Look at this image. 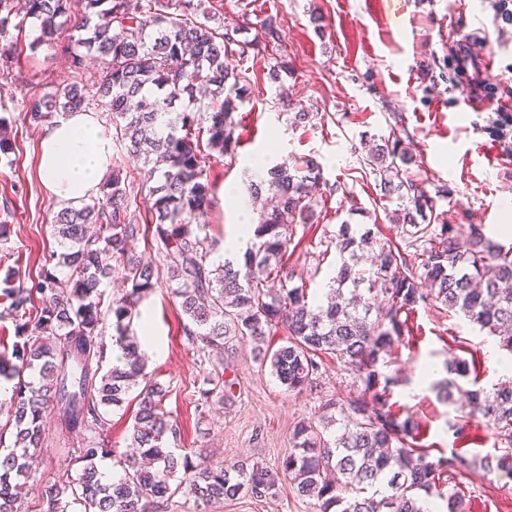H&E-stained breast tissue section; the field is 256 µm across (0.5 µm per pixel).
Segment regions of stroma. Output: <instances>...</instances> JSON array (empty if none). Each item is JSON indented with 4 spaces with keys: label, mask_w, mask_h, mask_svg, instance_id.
Instances as JSON below:
<instances>
[{
    "label": "stroma",
    "mask_w": 512,
    "mask_h": 512,
    "mask_svg": "<svg viewBox=\"0 0 512 512\" xmlns=\"http://www.w3.org/2000/svg\"><path fill=\"white\" fill-rule=\"evenodd\" d=\"M401 22H394L379 0H203L210 26L241 29L253 37L261 21H277L284 35L281 52L291 67L281 82H273L270 59L240 60L229 55L232 67H246L251 94L235 114L239 145L234 157L214 163L210 180L215 190L239 186L255 160L264 166L303 156L315 157L327 183L341 188L326 198L313 224L293 229L297 246L288 258L295 282L323 300L336 273L337 257L330 238L342 223L372 229L378 241H400L391 213L396 202L383 198L374 175L362 169L365 146L372 139L400 134L413 158L410 175L428 187L448 185L441 203L450 223L482 224L490 237L512 222V131L497 135L495 108L512 107V27H499L491 0H398ZM322 27H314V15ZM469 38L474 50L495 55V77L485 87L487 110L460 108V74L448 51L449 40ZM97 65L75 70L60 43L45 44L17 59H0V115L11 119L15 151L0 159V222L10 225L7 244H0V278L18 268L20 278L36 275L54 247L53 221L61 202L44 189L39 173L42 127L26 120L51 87L80 81L97 73ZM287 86L293 104L317 113L314 125L289 126L278 99ZM492 155H484V147ZM246 191L219 200L210 227L212 236L230 237L240 222H255ZM153 320L159 352L146 353V367L168 395L164 408L179 429L175 448L203 450L208 463L260 462L277 470L294 424L314 416L324 400L350 399L360 389L333 359H326L320 386L302 393L289 391L269 366L261 365L250 339L234 337L223 353L201 362L196 346L181 332V311L166 289L146 302ZM408 333L388 356L389 371L406 377L390 401L394 412L420 424V442L433 456L458 449L478 455L493 453V440L480 419L460 422L456 406L441 401L425 379L427 367L444 378L445 365L462 358L471 373L463 385L488 388L503 378L489 352L494 337L464 317L431 307H418L406 319ZM233 381L230 393L213 394L199 407V388L207 370ZM137 409L128 399L124 409L110 414L111 427L95 458L99 471L118 479L117 464L129 443V427ZM462 432H455V424ZM45 438L34 455L22 497L27 512H43L39 487L61 477L69 449L79 447L81 434H66L54 412L44 419ZM458 490L469 512H512V485L497 475L477 470L460 479ZM209 512H315L312 500L301 498L284 478L263 500L242 498L212 505Z\"/></svg>",
    "instance_id": "1"
}]
</instances>
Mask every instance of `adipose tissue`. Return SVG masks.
Returning a JSON list of instances; mask_svg holds the SVG:
<instances>
[{
  "label": "adipose tissue",
  "instance_id": "1",
  "mask_svg": "<svg viewBox=\"0 0 512 512\" xmlns=\"http://www.w3.org/2000/svg\"><path fill=\"white\" fill-rule=\"evenodd\" d=\"M111 128L91 112H72L45 127L40 176L53 199L77 203L96 193L112 164Z\"/></svg>",
  "mask_w": 512,
  "mask_h": 512
}]
</instances>
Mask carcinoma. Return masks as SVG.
Instances as JSON below:
<instances>
[{"instance_id":"carcinoma-1","label":"carcinoma","mask_w":512,"mask_h":512,"mask_svg":"<svg viewBox=\"0 0 512 512\" xmlns=\"http://www.w3.org/2000/svg\"><path fill=\"white\" fill-rule=\"evenodd\" d=\"M198 7L195 0H0V58L22 53L7 39L21 15L39 29L29 49L68 31L77 45L69 51L72 67L84 69L88 56L101 64L96 81L57 87L29 120L51 124L91 104L112 114L119 143L142 163L141 187L152 197L145 218H135L134 186L115 158L99 195L56 213L57 248L38 276L3 279L0 297L23 343L14 344L17 363L0 361V378L12 383L14 436L13 448L0 455V512H23L30 451L44 443L49 408L61 429L87 435L74 451L76 477L41 485L45 512H64L69 495L84 512H156L155 504L177 489L204 504L261 499L275 490L273 475L259 463L214 467L167 446L177 426L162 407L166 389L147 376L134 328L140 305L163 283L180 307L183 335L201 354L223 351L228 336H248L259 349L267 332L281 326L286 338L264 361L288 390L318 387L324 355L361 384L356 398L328 399L318 415L297 423L282 457L290 487L314 500L316 512H431L433 502L445 503V512H467L463 496L441 477L480 468L512 482V380L464 391L467 361L448 364L440 398L453 404L464 393L496 453L453 449L432 459L418 448V422L389 409L387 397L405 380L385 370L386 357L404 339L402 315L427 305L464 317L512 353V246L491 240L483 224L448 223L438 211L451 194L448 185L431 191L410 177L411 156L395 136L367 149L362 161L382 196L397 202L392 223L401 227L403 243L380 245L364 267L371 230L340 225L332 237L340 266L325 304L293 283L287 265L293 226L312 223L321 206L311 186L322 168L312 156L248 178L253 201L270 193L276 205L251 225L242 263H215L219 242L207 233L214 207L209 169L215 156L235 154L234 113L250 88L246 70L228 67L226 55L235 45L242 58L272 56L276 80L288 73V60L274 55L284 40L275 21L239 40L234 30L220 33L198 20ZM149 229L163 257L159 266L131 250ZM114 273L123 288L108 297L102 287ZM104 308L112 312L119 350L105 372ZM133 389L138 409L129 440L137 454L124 457L118 481L106 483L95 456L110 429V410L122 407Z\"/></svg>"}]
</instances>
